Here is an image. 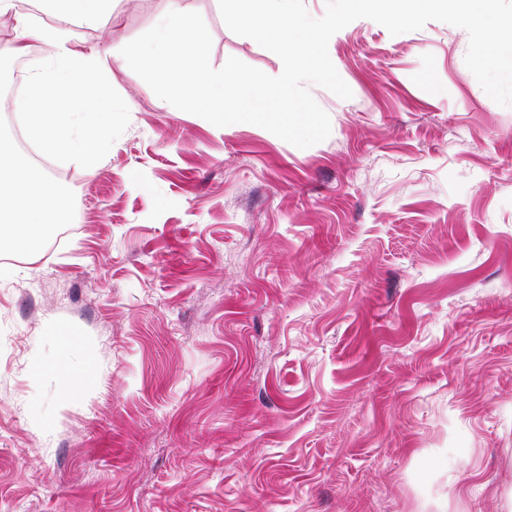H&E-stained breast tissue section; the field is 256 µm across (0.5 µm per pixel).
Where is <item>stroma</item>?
Listing matches in <instances>:
<instances>
[{"label": "stroma", "mask_w": 512, "mask_h": 512, "mask_svg": "<svg viewBox=\"0 0 512 512\" xmlns=\"http://www.w3.org/2000/svg\"><path fill=\"white\" fill-rule=\"evenodd\" d=\"M210 63L279 75L218 0ZM80 26L111 106L73 235L0 254V512H501L512 489V106L432 21L334 34L352 91L299 149L159 98ZM85 373L80 389L54 365Z\"/></svg>", "instance_id": "stroma-1"}]
</instances>
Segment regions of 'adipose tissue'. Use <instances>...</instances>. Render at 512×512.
I'll return each instance as SVG.
<instances>
[{"label":"adipose tissue","mask_w":512,"mask_h":512,"mask_svg":"<svg viewBox=\"0 0 512 512\" xmlns=\"http://www.w3.org/2000/svg\"><path fill=\"white\" fill-rule=\"evenodd\" d=\"M9 13L16 19L9 54L20 57L35 46L45 53L16 103L29 137L52 153H76L96 166L101 160L97 144L81 130L109 107L111 98L101 53L78 50L74 28L109 22L112 0H0V15ZM60 207L56 183L0 143V252L36 250L40 232Z\"/></svg>","instance_id":"obj_1"}]
</instances>
